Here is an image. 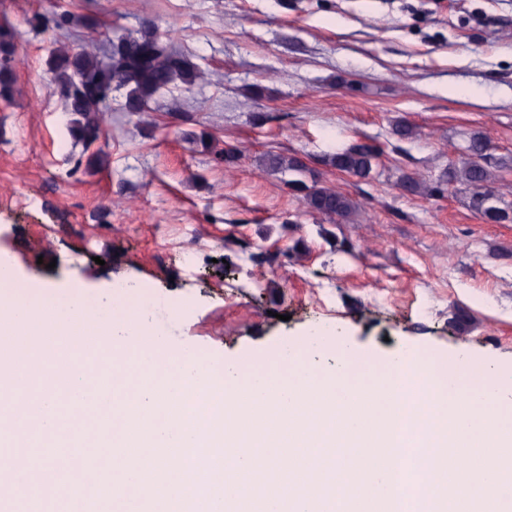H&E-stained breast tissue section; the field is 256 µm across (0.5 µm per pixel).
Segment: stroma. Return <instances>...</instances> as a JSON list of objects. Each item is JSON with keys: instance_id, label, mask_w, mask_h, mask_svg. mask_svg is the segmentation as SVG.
Wrapping results in <instances>:
<instances>
[{"instance_id": "35a3bbf8", "label": "stroma", "mask_w": 512, "mask_h": 512, "mask_svg": "<svg viewBox=\"0 0 512 512\" xmlns=\"http://www.w3.org/2000/svg\"><path fill=\"white\" fill-rule=\"evenodd\" d=\"M64 13L69 28L36 30ZM1 23L18 48L0 99V253L29 280L83 283L96 304L137 284L169 352L219 362L324 329L380 359L415 348L512 371V223L487 221L462 185L397 186L435 183L479 133L512 202V0H0ZM147 23L207 79L136 115L114 95L106 157L87 167L47 59ZM358 144L378 154L371 178L326 160ZM270 155L349 196V219L309 211Z\"/></svg>"}]
</instances>
